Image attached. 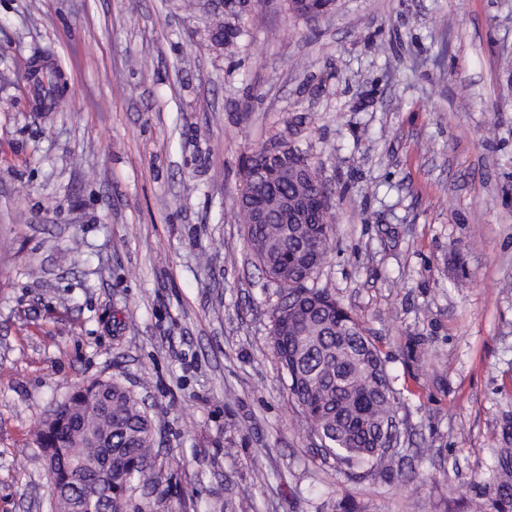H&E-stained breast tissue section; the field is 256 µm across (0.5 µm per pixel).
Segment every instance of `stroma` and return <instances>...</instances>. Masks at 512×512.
I'll use <instances>...</instances> for the list:
<instances>
[{
  "label": "stroma",
  "instance_id": "obj_1",
  "mask_svg": "<svg viewBox=\"0 0 512 512\" xmlns=\"http://www.w3.org/2000/svg\"><path fill=\"white\" fill-rule=\"evenodd\" d=\"M43 52L69 111L35 108ZM277 139L328 189L314 283L387 358L414 485L348 479L284 387L238 208ZM109 378L156 429L128 512H467L512 448V0H0V512H51L35 433Z\"/></svg>",
  "mask_w": 512,
  "mask_h": 512
}]
</instances>
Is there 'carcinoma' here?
Listing matches in <instances>:
<instances>
[{
    "instance_id": "1",
    "label": "carcinoma",
    "mask_w": 512,
    "mask_h": 512,
    "mask_svg": "<svg viewBox=\"0 0 512 512\" xmlns=\"http://www.w3.org/2000/svg\"><path fill=\"white\" fill-rule=\"evenodd\" d=\"M63 74L55 69L38 81L35 97L44 112H67ZM311 189L292 175L280 184L282 196L296 198ZM247 241L277 299L270 307L272 351L301 422L324 453L349 478L407 484L417 473L398 458L394 434L381 426L395 418L401 392L386 359L359 321L325 288L307 286L320 268L331 224H247ZM108 435L112 448H91L87 436ZM37 440L55 462L51 479L71 484L82 478L78 464L111 452L112 512H126L131 494L155 484L151 418L136 394L114 379L78 387L42 421ZM492 489L480 491L470 512H512V448L497 457Z\"/></svg>"
}]
</instances>
